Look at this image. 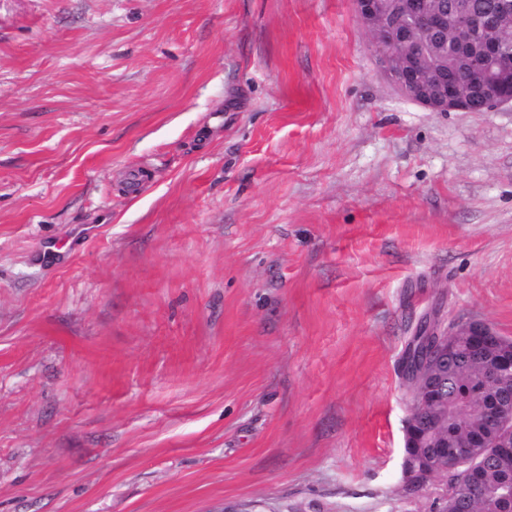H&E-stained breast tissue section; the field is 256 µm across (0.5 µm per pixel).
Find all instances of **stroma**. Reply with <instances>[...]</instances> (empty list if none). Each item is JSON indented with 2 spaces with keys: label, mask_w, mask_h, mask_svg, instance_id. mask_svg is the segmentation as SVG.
<instances>
[{
  "label": "stroma",
  "mask_w": 512,
  "mask_h": 512,
  "mask_svg": "<svg viewBox=\"0 0 512 512\" xmlns=\"http://www.w3.org/2000/svg\"><path fill=\"white\" fill-rule=\"evenodd\" d=\"M435 307L512 338V106L354 0H0V512H431ZM429 467L430 472L424 474L423 471ZM446 468L440 464H435L431 453L428 451L421 455V458L413 457L406 453L405 449V460H404V473L407 486H411L423 475L435 480L437 476L444 471Z\"/></svg>",
  "instance_id": "obj_1"
}]
</instances>
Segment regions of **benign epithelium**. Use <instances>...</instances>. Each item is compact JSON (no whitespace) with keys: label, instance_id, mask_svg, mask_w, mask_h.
<instances>
[{"label":"benign epithelium","instance_id":"benign-epithelium-1","mask_svg":"<svg viewBox=\"0 0 512 512\" xmlns=\"http://www.w3.org/2000/svg\"><path fill=\"white\" fill-rule=\"evenodd\" d=\"M356 12L369 32L378 51L381 70L396 90L406 99L431 112H467L470 98L448 80V69L438 59L437 51L428 41L435 34L443 37L450 51L464 59L467 66L479 73L473 91L486 102L490 111L503 105L512 106V52L505 49L504 23L512 17V0H501L498 12L490 15L474 12L466 4L457 6L453 22L432 0H401L396 15L380 16L377 0H354ZM432 349L429 358L448 349L455 333L444 326L434 313L425 318ZM420 403H410L406 421V438L416 436L420 448L448 447V414L430 419L419 405L439 402L436 384L426 383L417 395ZM498 430L496 447L512 444V410L502 408L490 417ZM497 455L486 450L474 458L459 460L467 471L489 469ZM444 471L433 462L431 453L421 457L405 455L404 473L407 485L425 475L431 479Z\"/></svg>","mask_w":512,"mask_h":512}]
</instances>
